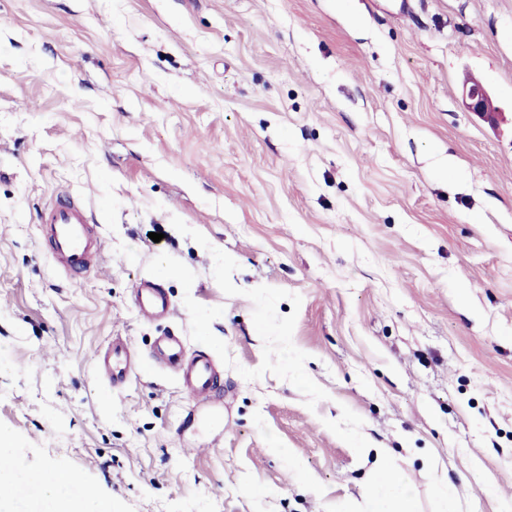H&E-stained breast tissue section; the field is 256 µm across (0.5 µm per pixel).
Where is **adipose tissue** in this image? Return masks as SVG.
<instances>
[{"mask_svg":"<svg viewBox=\"0 0 512 512\" xmlns=\"http://www.w3.org/2000/svg\"><path fill=\"white\" fill-rule=\"evenodd\" d=\"M7 430H0V512H112L111 501L88 494L75 482L71 471L59 470L38 478L42 492L33 501L17 497L15 487L29 475L19 463L10 461Z\"/></svg>","mask_w":512,"mask_h":512,"instance_id":"obj_1","label":"adipose tissue"}]
</instances>
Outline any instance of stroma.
Wrapping results in <instances>:
<instances>
[{"label":"stroma","instance_id":"obj_1","mask_svg":"<svg viewBox=\"0 0 512 512\" xmlns=\"http://www.w3.org/2000/svg\"><path fill=\"white\" fill-rule=\"evenodd\" d=\"M60 191L102 244L76 283ZM0 428L112 512H364L368 444L418 512H512V0H0ZM462 96L468 109L476 112L491 123L496 122V110L491 107L490 97L481 84L472 83L470 86L466 85L463 88ZM39 222L61 270L73 275L93 266L98 258L96 233L81 201L61 197L55 205L44 208ZM136 305L141 315L147 318H155L170 311L165 292L147 280L137 288ZM159 361L176 366L183 390L200 405L211 401L219 388V377L214 360L206 354L185 359L181 336H161L156 345ZM133 348L122 338L112 339V343L96 359L99 374L112 382L123 383L136 371Z\"/></svg>","mask_w":512,"mask_h":512}]
</instances>
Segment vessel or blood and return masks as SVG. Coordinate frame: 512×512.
<instances>
[{
    "label": "vessel or blood",
    "mask_w": 512,
    "mask_h": 512,
    "mask_svg": "<svg viewBox=\"0 0 512 512\" xmlns=\"http://www.w3.org/2000/svg\"><path fill=\"white\" fill-rule=\"evenodd\" d=\"M39 221L48 238L51 256L66 274L89 270L98 258L96 233L81 201L67 197L41 212ZM136 305L142 316L155 318L169 312L165 292L155 283L143 281L137 288ZM159 361L177 367L183 390L200 405L207 404L219 388L214 360L206 354L186 356L181 337H160L156 345ZM96 368L112 383H123L136 371L132 347L122 338H114L98 355Z\"/></svg>",
    "instance_id": "vessel-or-blood-1"
}]
</instances>
